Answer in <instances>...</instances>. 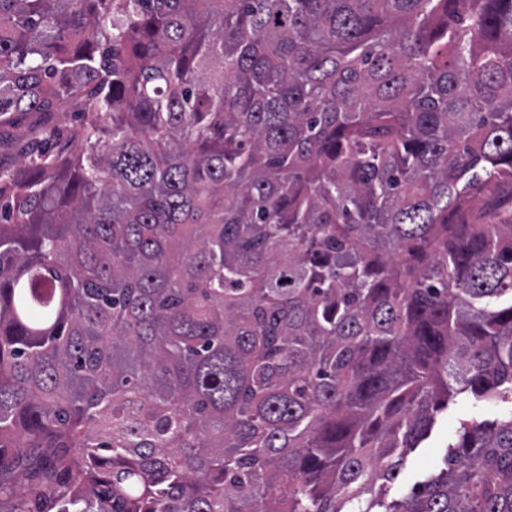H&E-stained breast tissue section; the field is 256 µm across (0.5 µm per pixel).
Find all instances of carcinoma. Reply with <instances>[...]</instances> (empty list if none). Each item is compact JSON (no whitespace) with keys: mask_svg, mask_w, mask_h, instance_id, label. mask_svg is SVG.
Here are the masks:
<instances>
[{"mask_svg":"<svg viewBox=\"0 0 512 512\" xmlns=\"http://www.w3.org/2000/svg\"><path fill=\"white\" fill-rule=\"evenodd\" d=\"M0 512H512V0H0ZM48 121L59 127L67 146L78 145V132L81 127V115L77 112L67 110L66 112H54L47 118ZM43 117L35 112H20L15 114V127L6 128L2 135L0 147V166L4 169H12L16 166L17 146L15 137L18 134L29 132L36 127ZM511 403L488 407L466 398L458 399L437 415V422L430 437L408 457L399 477L384 484L387 501L406 495L412 485L425 477L435 474L442 466V458L450 442L454 441L460 419L492 421L503 413H510Z\"/></svg>","mask_w":512,"mask_h":512,"instance_id":"1","label":"carcinoma"}]
</instances>
